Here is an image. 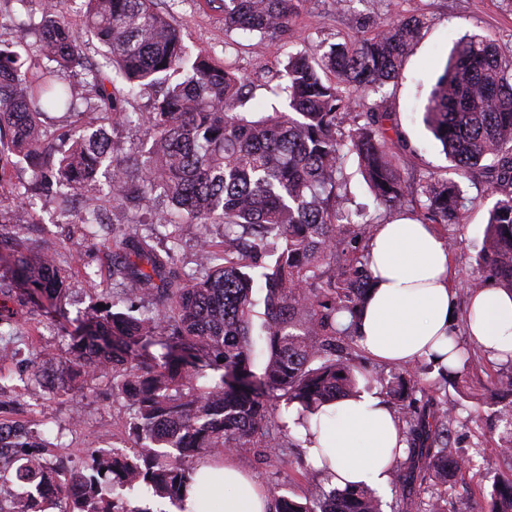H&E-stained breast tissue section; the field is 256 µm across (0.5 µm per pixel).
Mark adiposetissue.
<instances>
[{"instance_id": "obj_1", "label": "adipose tissue", "mask_w": 512, "mask_h": 512, "mask_svg": "<svg viewBox=\"0 0 512 512\" xmlns=\"http://www.w3.org/2000/svg\"><path fill=\"white\" fill-rule=\"evenodd\" d=\"M372 288L355 326L356 342L375 361L405 365L438 356L454 362L452 269L448 249L432 225H377L368 247ZM468 336L490 359L512 353V294L484 288L470 299ZM318 443L308 446L315 468L333 473L337 487L363 484L387 491L397 451L406 439L398 419L376 394L362 393L327 406ZM184 512H270L267 490L232 460L201 468Z\"/></svg>"}]
</instances>
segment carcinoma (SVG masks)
Returning <instances> with one entry per match:
<instances>
[{"label":"carcinoma","mask_w":512,"mask_h":512,"mask_svg":"<svg viewBox=\"0 0 512 512\" xmlns=\"http://www.w3.org/2000/svg\"><path fill=\"white\" fill-rule=\"evenodd\" d=\"M27 20L12 44H0V223H13L7 198L56 201L62 208L83 198L81 232L97 236L107 209L168 207L152 223L171 227L158 251L152 236L132 222L112 228V279L123 289L112 301L64 329L68 356L57 382L37 367L14 382L0 375V413L21 404L37 385L56 396L76 378L112 377V393L133 409L129 448L98 449L86 461L45 452L44 438L25 424L0 420V512H47L56 498L63 512H151L130 508L126 491L145 486L181 502L205 458L257 450L280 462L288 424L277 402L297 420L360 393V381L378 384L402 410L408 466L394 477L406 493L405 512H448V499L425 500L428 485L447 486L473 467V458L450 442L461 417L439 399L448 376L467 375L482 357L475 342H456L455 364L424 378L432 362L386 378L353 362V321L370 287L362 242L376 224L348 207L349 158L376 205L402 208L416 201L423 219L462 224L476 198L460 182L428 176L411 181L386 149L390 114L372 95L383 92L402 67L424 17L403 15L379 25L359 22L352 43L319 44L290 52L281 82L270 88L287 109L242 112L248 79L185 44L182 31L156 0H82L75 23L64 0H16ZM307 0H208L224 12V29L262 40L285 41ZM103 47L104 62L88 63L82 37ZM79 67L92 95L81 96L60 79ZM126 89L116 88V81ZM155 98L148 116L149 144L132 156L112 153L111 132L132 122L136 89ZM362 111H353V106ZM62 112L70 125L56 127ZM97 115L98 125L84 119ZM424 121L456 174L485 171V193L497 196L488 212L478 265L485 276L460 282L475 293L493 280L512 294V53L472 34L456 42L424 110ZM26 163L31 181L18 189L11 169ZM222 224L224 239L199 240V265H178L181 224ZM16 251L9 266L14 284L58 296L66 286L55 255ZM155 297L150 312L127 304V287ZM263 294L265 320L258 336L265 361L254 371L255 292ZM347 313L350 324L337 319ZM158 345L155 356L148 348ZM492 386L508 399L498 411L501 447L512 448V354ZM220 370L215 379L207 370ZM489 512H512V477L490 491ZM272 512H381L368 488L314 486L302 500L273 496Z\"/></svg>","instance_id":"carcinoma-1"}]
</instances>
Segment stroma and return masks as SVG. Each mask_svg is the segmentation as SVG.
<instances>
[{
	"label": "stroma",
	"instance_id": "35a3bbf8",
	"mask_svg": "<svg viewBox=\"0 0 512 512\" xmlns=\"http://www.w3.org/2000/svg\"><path fill=\"white\" fill-rule=\"evenodd\" d=\"M424 15L426 23L394 82L385 88V105L399 133L390 137L388 149L399 157L405 175L420 179L433 174L454 178L455 172L423 122L428 96L456 42L467 34H479L494 40L503 50L512 49V0H354L351 10L337 11L333 0H308L296 18L287 43L258 42L240 32H227L220 12L212 10L207 0H178L171 10V20L183 33L187 46L196 53L219 59L239 74L250 77L249 111L270 104L269 86L275 85L287 52L310 44L353 41L358 36L356 21L366 15L386 23L399 15ZM153 99L152 90H142L136 97L138 116L133 123L112 135L113 153L121 157L141 148L147 127L146 114ZM350 176L349 208H366L379 213L380 223L399 219L416 221L419 210L377 208L369 189L348 163ZM494 197H484L472 206L464 223L443 224V237L452 239L449 251L455 277L479 276L476 258L482 244L488 211ZM16 221L9 232L18 234L29 246H51L66 272L67 291L58 301L41 300L39 304L20 306L9 300L10 308H22L14 323L13 348L20 357L7 361L6 369L27 372L30 355L59 361L65 359L67 342L62 325L73 322L112 295V248L97 239L82 237L73 224V214H59L55 204L13 201ZM491 359H482L467 380L446 387L448 398L464 410L480 409V430L457 427L452 434L454 447L469 452L480 448L477 463L463 480L448 493L449 512H488L487 492L498 477L512 473V464L498 455L503 426L495 415V406L487 402L482 387L492 371ZM132 409L120 396L113 395L109 380L89 383L83 393L60 399H30L16 417L32 428L49 424L50 440L62 448L90 451L127 441L125 426ZM281 462L268 463L254 453L238 454L237 462L266 488L297 497L308 495L319 478L307 465L306 451L293 445L283 449Z\"/></svg>",
	"mask_w": 512,
	"mask_h": 512
}]
</instances>
